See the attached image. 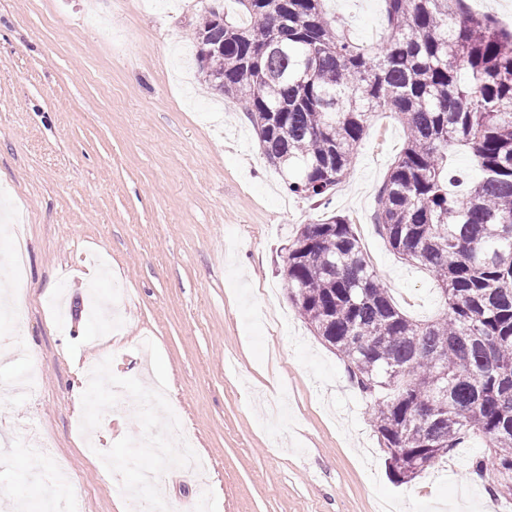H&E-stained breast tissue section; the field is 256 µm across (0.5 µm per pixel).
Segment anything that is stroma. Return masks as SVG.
<instances>
[{
  "label": "stroma",
  "instance_id": "1",
  "mask_svg": "<svg viewBox=\"0 0 512 512\" xmlns=\"http://www.w3.org/2000/svg\"><path fill=\"white\" fill-rule=\"evenodd\" d=\"M215 0H0V255L25 218L26 275L0 321V512L51 492L81 512H512L493 472L468 484L482 437L394 481L370 402L288 299L286 248L326 211L346 216L413 319L437 317L433 276L394 253L376 199L405 142L374 117L330 204L288 194L243 102L182 51ZM378 43L383 0H326ZM90 402L73 413L78 389ZM48 439L38 460L21 456ZM214 468L209 492L176 462ZM142 461L129 462L132 442Z\"/></svg>",
  "mask_w": 512,
  "mask_h": 512
}]
</instances>
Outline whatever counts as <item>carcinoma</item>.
<instances>
[{"label":"carcinoma","mask_w":512,"mask_h":512,"mask_svg":"<svg viewBox=\"0 0 512 512\" xmlns=\"http://www.w3.org/2000/svg\"><path fill=\"white\" fill-rule=\"evenodd\" d=\"M236 2L242 22L219 8L202 18L196 62L244 102L288 192L329 200L374 113L405 130L374 221L432 274L443 313L421 323L398 308L336 213L303 225L283 265L292 306L370 400L389 473L409 482L481 435L476 469L512 476V30L464 0H383L385 34L364 45L324 0ZM455 148L481 173L460 194Z\"/></svg>","instance_id":"obj_1"}]
</instances>
